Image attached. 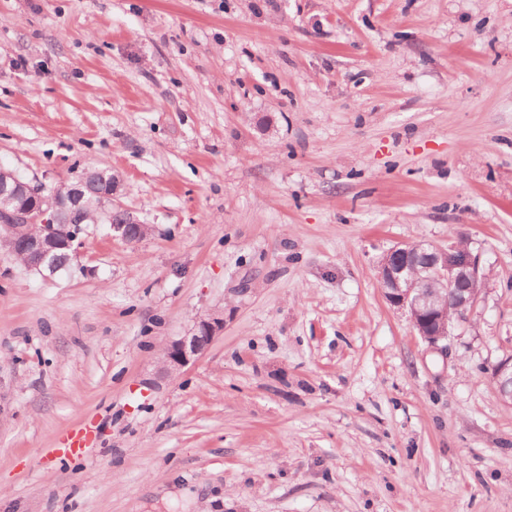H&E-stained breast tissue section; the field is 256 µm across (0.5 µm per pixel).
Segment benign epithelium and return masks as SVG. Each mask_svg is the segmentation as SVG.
Instances as JSON below:
<instances>
[{"label": "benign epithelium", "mask_w": 512, "mask_h": 512, "mask_svg": "<svg viewBox=\"0 0 512 512\" xmlns=\"http://www.w3.org/2000/svg\"><path fill=\"white\" fill-rule=\"evenodd\" d=\"M58 201L56 192L38 191L29 204L13 212L0 207V215L43 227L41 233L23 238L0 235V247L21 258L30 271L51 269L48 259L56 250L74 248L75 239L53 224ZM479 270L480 255L467 245L413 243L389 249L378 264L377 278L386 301L407 311L418 335L443 353L455 327L467 322L476 307ZM448 290L452 296L443 307L439 305L441 292ZM223 327L221 318H202L190 335L171 341L166 351L167 372L176 373L201 355ZM492 379L502 402L511 407L512 354L493 367Z\"/></svg>", "instance_id": "benign-epithelium-1"}]
</instances>
